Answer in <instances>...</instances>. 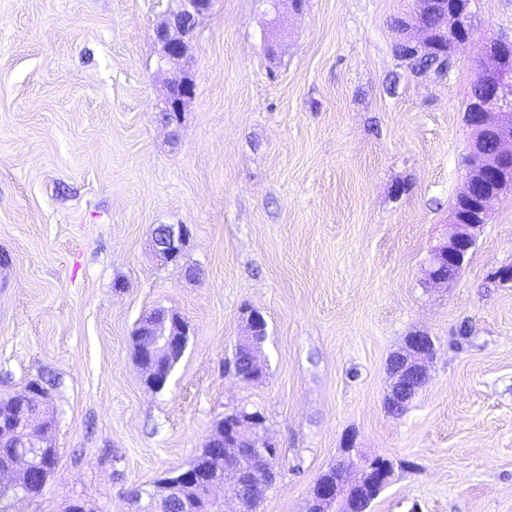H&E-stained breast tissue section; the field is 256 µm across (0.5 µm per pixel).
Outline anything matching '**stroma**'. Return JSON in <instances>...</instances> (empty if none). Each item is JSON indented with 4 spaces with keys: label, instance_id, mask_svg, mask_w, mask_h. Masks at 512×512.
Returning a JSON list of instances; mask_svg holds the SVG:
<instances>
[{
    "label": "stroma",
    "instance_id": "35a3bbf8",
    "mask_svg": "<svg viewBox=\"0 0 512 512\" xmlns=\"http://www.w3.org/2000/svg\"><path fill=\"white\" fill-rule=\"evenodd\" d=\"M170 7L0 0V397L41 382L60 450L12 512H132L240 408L279 447L259 512H304L349 440L403 462L371 512H512V192L455 279L425 275L464 185L476 44L512 35V0H474L442 80L395 53L414 0H215L173 123L153 38ZM160 224L188 229L178 263L150 250ZM157 307L192 328L159 393L134 338ZM251 310L267 373L247 383L224 363ZM416 331L437 353L397 417L387 360Z\"/></svg>",
    "mask_w": 512,
    "mask_h": 512
}]
</instances>
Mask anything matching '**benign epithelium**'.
I'll return each instance as SVG.
<instances>
[{"label": "benign epithelium", "instance_id": "benign-epithelium-1", "mask_svg": "<svg viewBox=\"0 0 512 512\" xmlns=\"http://www.w3.org/2000/svg\"><path fill=\"white\" fill-rule=\"evenodd\" d=\"M214 0H180V6L169 11L168 18L157 26L155 42L160 46L158 71L168 74L165 80V112L167 120L176 122L195 96L193 75L182 65L187 58L189 43L194 38L200 19L207 16ZM472 0H415L413 15L403 20L402 29L414 35L400 42L401 57L413 64L420 57H436L440 68L436 75L444 77L452 68L457 53L472 41ZM512 60V37H493L484 41L474 58L475 79L483 86L482 94L466 104L469 128L468 154L464 190L457 196L449 220L448 239L433 247L427 261L428 284L448 283V271H461L476 245L481 230L488 223L496 202L512 191V69L504 64ZM188 231L183 224H166L152 235L151 248L165 263L179 261ZM137 363L146 386L162 391L172 370L167 368L173 357L185 353L191 326L180 315L165 311L153 324L140 332ZM237 353L248 354L249 366L255 379L264 375L262 352L250 344H241ZM436 355V345L429 333L414 332L405 337L402 346L390 356L387 370L391 380L386 397L388 410L407 406L429 380V367ZM46 392L32 382L13 401L23 409H31L40 420L51 422L41 409ZM236 447L226 449L232 458L224 470L209 472L187 469L165 477L153 489L144 492L152 512H162L166 497L175 494L181 512H197L196 494L211 493L229 476L234 491H239L246 474V462L255 454L264 455L267 462L277 457V446L267 436L264 418L258 412H238L235 426ZM52 431L32 444L16 449L12 461L0 467V504L4 508L26 498L23 484L42 464L44 448H51ZM356 451L353 445L342 448V458L336 463L341 478L323 484L319 496H310L305 512H333L341 493L355 490H384L394 475L397 462L389 459L380 464L375 457L351 468Z\"/></svg>", "mask_w": 512, "mask_h": 512}]
</instances>
